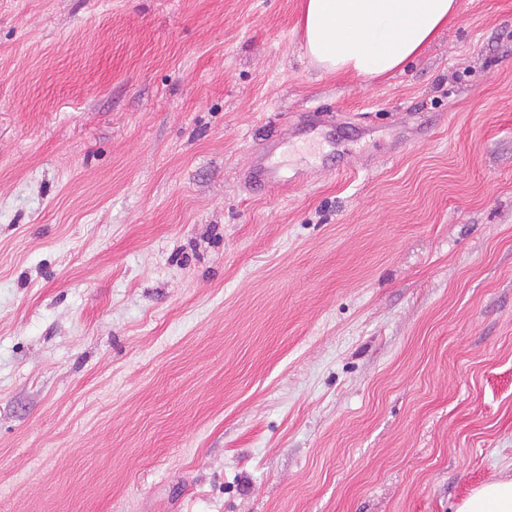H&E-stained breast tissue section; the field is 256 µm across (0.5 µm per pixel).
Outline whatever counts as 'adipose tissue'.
<instances>
[{
	"label": "adipose tissue",
	"mask_w": 512,
	"mask_h": 512,
	"mask_svg": "<svg viewBox=\"0 0 512 512\" xmlns=\"http://www.w3.org/2000/svg\"><path fill=\"white\" fill-rule=\"evenodd\" d=\"M457 12L458 0H303L304 48L326 72L372 79L417 59ZM457 512H512V479L475 489Z\"/></svg>",
	"instance_id": "1"
}]
</instances>
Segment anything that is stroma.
<instances>
[{"instance_id": "1", "label": "stroma", "mask_w": 512, "mask_h": 512, "mask_svg": "<svg viewBox=\"0 0 512 512\" xmlns=\"http://www.w3.org/2000/svg\"><path fill=\"white\" fill-rule=\"evenodd\" d=\"M302 0H0V512H456L512 476V0L322 72ZM321 108L353 167L253 192ZM265 140L266 143L254 151L253 163L244 175L245 182L249 187L263 188L267 191L294 186L296 178L289 177L275 161L276 154L288 150L290 142L277 135H271Z\"/></svg>"}]
</instances>
